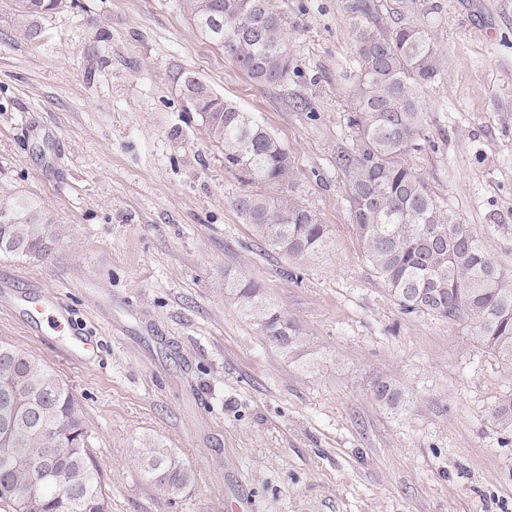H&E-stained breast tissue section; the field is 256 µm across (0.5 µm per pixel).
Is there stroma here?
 Here are the masks:
<instances>
[{
	"instance_id": "35a3bbf8",
	"label": "stroma",
	"mask_w": 512,
	"mask_h": 512,
	"mask_svg": "<svg viewBox=\"0 0 512 512\" xmlns=\"http://www.w3.org/2000/svg\"><path fill=\"white\" fill-rule=\"evenodd\" d=\"M372 7L363 15V4ZM292 64L262 86L183 0H71L41 37L0 0V189L59 227L46 255L0 256V342L82 402L110 512H512V436L490 413L512 367L429 315L403 314L367 262L336 153L355 139L354 27L426 30L443 77L410 162L512 272V0H279ZM192 72L287 149L293 195L329 229L289 258L232 201L250 187L183 108ZM300 280H293V273ZM246 276L306 330L268 346L224 291ZM60 295L69 323L38 309ZM97 342L85 359L61 351ZM380 375L406 392L388 412ZM163 441L193 482L163 494L136 451Z\"/></svg>"
}]
</instances>
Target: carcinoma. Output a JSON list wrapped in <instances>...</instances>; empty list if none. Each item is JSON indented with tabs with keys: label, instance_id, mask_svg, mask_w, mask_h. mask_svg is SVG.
<instances>
[{
	"label": "carcinoma",
	"instance_id": "carcinoma-1",
	"mask_svg": "<svg viewBox=\"0 0 512 512\" xmlns=\"http://www.w3.org/2000/svg\"><path fill=\"white\" fill-rule=\"evenodd\" d=\"M65 0H10L30 19L26 36L41 35L37 19ZM195 28L224 49L249 78L284 82L290 55L278 0H185ZM354 116L356 143L336 154L350 190L353 227L372 269L405 314H433L458 325L476 345L512 366V273L502 269L467 225L445 216L408 157L426 140L424 98L442 80L439 53L425 30L358 25ZM183 99L201 119L209 139L224 148V166L249 184L290 183L288 152L254 117L217 96L194 75L180 82ZM254 235L269 249L302 258L329 246V231L314 211L287 191L245 193L232 201ZM51 229L31 202L0 193V254L38 257ZM260 334L287 353L307 348L294 318L242 276L224 278ZM377 402L403 406L402 390L386 377L372 384ZM491 417L512 433V394ZM144 476L163 493L189 486V466L160 441L137 450ZM0 501L12 512H109L99 467L88 449L83 406L48 364L0 342Z\"/></svg>",
	"mask_w": 512,
	"mask_h": 512
}]
</instances>
